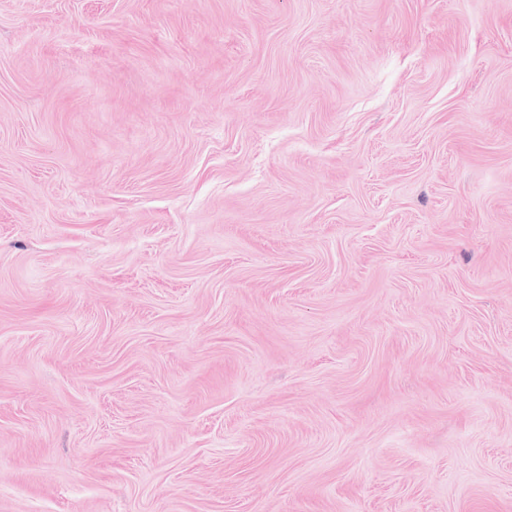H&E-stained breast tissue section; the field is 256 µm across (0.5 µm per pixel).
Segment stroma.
I'll list each match as a JSON object with an SVG mask.
<instances>
[{
    "label": "stroma",
    "mask_w": 512,
    "mask_h": 512,
    "mask_svg": "<svg viewBox=\"0 0 512 512\" xmlns=\"http://www.w3.org/2000/svg\"><path fill=\"white\" fill-rule=\"evenodd\" d=\"M0 512H512V0H0Z\"/></svg>",
    "instance_id": "obj_1"
}]
</instances>
